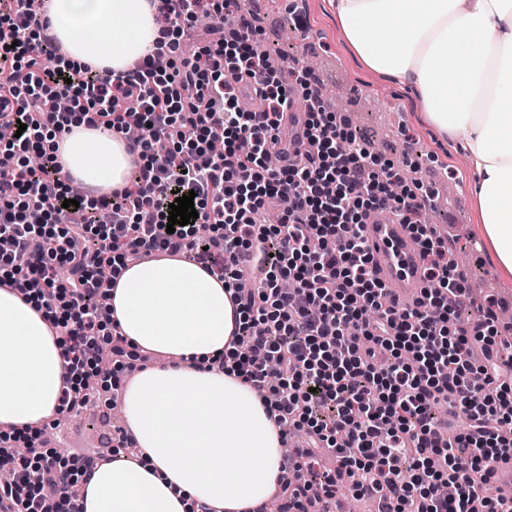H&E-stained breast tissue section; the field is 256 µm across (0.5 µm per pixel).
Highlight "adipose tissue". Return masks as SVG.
<instances>
[{
  "instance_id": "obj_1",
  "label": "adipose tissue",
  "mask_w": 512,
  "mask_h": 512,
  "mask_svg": "<svg viewBox=\"0 0 512 512\" xmlns=\"http://www.w3.org/2000/svg\"><path fill=\"white\" fill-rule=\"evenodd\" d=\"M362 63L412 86L430 125L469 157L481 234L512 273V0H330ZM49 33L71 60L114 73L160 36L150 0H54ZM67 182L106 195L127 185L138 155L124 136L72 125L55 142ZM113 334L170 364L138 373L124 412L139 455L117 454L81 484L80 512H253L283 461L282 429L217 359L241 315L223 281L189 258L122 269L109 301ZM32 299L0 288V432L20 433L60 409L75 377Z\"/></svg>"
}]
</instances>
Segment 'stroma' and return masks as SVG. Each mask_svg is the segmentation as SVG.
Returning a JSON list of instances; mask_svg holds the SVG:
<instances>
[{"mask_svg":"<svg viewBox=\"0 0 512 512\" xmlns=\"http://www.w3.org/2000/svg\"><path fill=\"white\" fill-rule=\"evenodd\" d=\"M246 7L255 15L258 39L272 59L294 69L312 61L321 88L347 89L349 129L374 154L400 167H419L421 184L432 189L455 182L456 190L447 208L435 214L434 224L449 252L465 259L468 306L476 314L486 300L494 299L499 307L512 309V274L499 269L481 244V217L470 193L469 160L431 127L413 89L361 62L342 35L329 0H247ZM118 427L106 402L86 412L81 424L62 421L51 446L64 449L75 460L100 447L103 438Z\"/></svg>","mask_w":512,"mask_h":512,"instance_id":"obj_1","label":"stroma"}]
</instances>
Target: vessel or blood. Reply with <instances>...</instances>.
I'll list each match as a JSON object with an SVG mask.
<instances>
[{"label":"vessel or blood","instance_id":"obj_1","mask_svg":"<svg viewBox=\"0 0 512 512\" xmlns=\"http://www.w3.org/2000/svg\"><path fill=\"white\" fill-rule=\"evenodd\" d=\"M376 276L390 288L394 297L411 302L422 285L420 247L406 225L385 211L364 226Z\"/></svg>","mask_w":512,"mask_h":512}]
</instances>
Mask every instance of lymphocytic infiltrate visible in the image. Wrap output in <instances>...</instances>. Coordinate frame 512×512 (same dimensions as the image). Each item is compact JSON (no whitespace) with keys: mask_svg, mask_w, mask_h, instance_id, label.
Returning <instances> with one entry per match:
<instances>
[{"mask_svg":"<svg viewBox=\"0 0 512 512\" xmlns=\"http://www.w3.org/2000/svg\"><path fill=\"white\" fill-rule=\"evenodd\" d=\"M172 19L155 54L104 79L78 65L46 29L32 0H0V284L31 289L79 366L112 348L147 365L125 338L105 334L112 276L154 253L189 254L235 283L244 314L233 372L261 391L284 433L302 432L283 460L282 512H319L343 484L378 498L383 512H512L496 464L512 458V361L498 358L493 309L466 313V280L435 229L420 223L434 192L396 197L401 171L383 162L329 112L307 75L286 82L279 65L253 54L256 40L241 0H152ZM224 18L225 39L187 42L198 15ZM197 96L186 100L183 86ZM263 110L238 108L242 92ZM66 98L88 125L142 135L141 163L112 195H73L47 139L68 133ZM302 137L287 143L289 113ZM224 142L223 154L210 150ZM291 150L301 164L272 165ZM194 193L197 223L168 230L177 193ZM77 198L74 207L63 202ZM393 207L421 248L423 286L400 306L375 277L362 226ZM278 210L282 221L256 214ZM212 234L201 239L198 224ZM98 247H90V236ZM253 257V285L240 287L239 258ZM465 417L448 431L436 411ZM32 454L0 437V512H58L73 493L55 454L29 437Z\"/></svg>","mask_w":512,"mask_h":512,"instance_id":"f902f5d3","label":"lymphocytic infiltrate"}]
</instances>
